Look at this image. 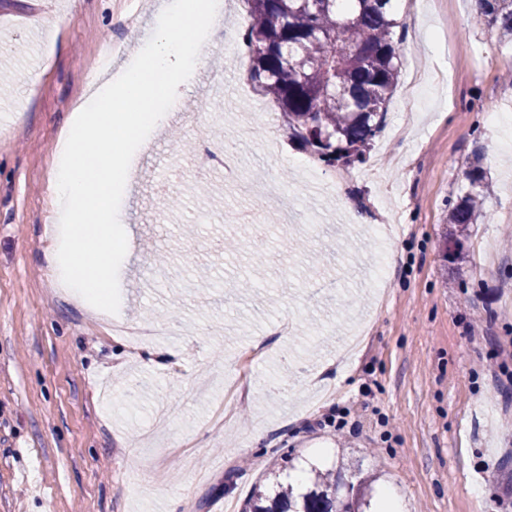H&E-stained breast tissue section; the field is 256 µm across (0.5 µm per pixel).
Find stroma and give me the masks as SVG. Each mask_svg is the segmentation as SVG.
Returning <instances> with one entry per match:
<instances>
[{"label": "stroma", "mask_w": 512, "mask_h": 512, "mask_svg": "<svg viewBox=\"0 0 512 512\" xmlns=\"http://www.w3.org/2000/svg\"><path fill=\"white\" fill-rule=\"evenodd\" d=\"M164 3L0 0V512H216L313 465L373 476L401 512H512V43L471 0H399L385 124L363 162L327 168L287 140L250 51L226 61L213 38L123 199L118 317L172 332L134 353L47 286L51 183L114 17L146 30ZM209 93L223 108L205 112ZM203 116L248 178L287 182L294 223L276 201L237 223L234 187L194 178ZM474 167L489 198L448 265ZM378 226L397 253L380 278Z\"/></svg>", "instance_id": "obj_1"}]
</instances>
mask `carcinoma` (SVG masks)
<instances>
[{"label": "carcinoma", "instance_id": "1", "mask_svg": "<svg viewBox=\"0 0 512 512\" xmlns=\"http://www.w3.org/2000/svg\"><path fill=\"white\" fill-rule=\"evenodd\" d=\"M251 80L281 109L287 136L326 167L363 160L381 131L397 84V0H247ZM480 18L512 42V0H480ZM470 190L450 203L444 242L462 253L486 195L475 168ZM371 482L344 488L317 468L304 485L257 493L249 512H371Z\"/></svg>", "mask_w": 512, "mask_h": 512}]
</instances>
